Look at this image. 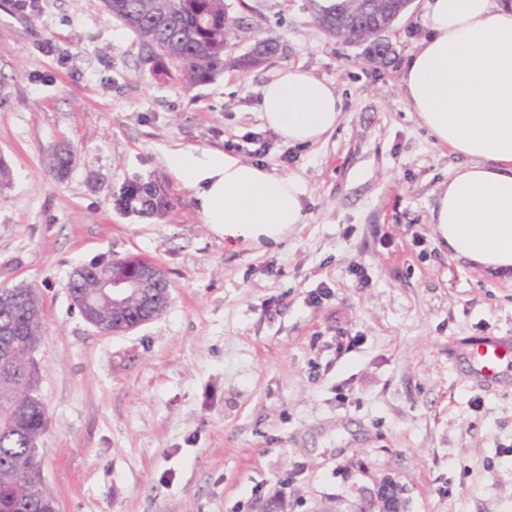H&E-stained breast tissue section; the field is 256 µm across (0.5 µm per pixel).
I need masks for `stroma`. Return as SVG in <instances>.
I'll return each mask as SVG.
<instances>
[{
	"mask_svg": "<svg viewBox=\"0 0 512 512\" xmlns=\"http://www.w3.org/2000/svg\"><path fill=\"white\" fill-rule=\"evenodd\" d=\"M227 2L282 51L188 87L173 64L153 73L102 0H0V287H32L43 308L56 512H379L385 477L407 512H512V378L475 388L457 355L512 337V280L436 238L431 210L462 159L399 91L425 0L387 33L383 64L325 33L309 0ZM287 65L336 88L325 142L285 145L260 119ZM176 148L297 177L305 223L275 245L225 242L168 166ZM127 256L163 268L169 303L110 335L67 283Z\"/></svg>",
	"mask_w": 512,
	"mask_h": 512,
	"instance_id": "35a3bbf8",
	"label": "stroma"
}]
</instances>
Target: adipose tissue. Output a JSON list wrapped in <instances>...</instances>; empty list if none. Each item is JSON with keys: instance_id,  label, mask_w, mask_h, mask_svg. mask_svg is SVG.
<instances>
[{"instance_id": "ef3b65f1", "label": "adipose tissue", "mask_w": 512, "mask_h": 512, "mask_svg": "<svg viewBox=\"0 0 512 512\" xmlns=\"http://www.w3.org/2000/svg\"><path fill=\"white\" fill-rule=\"evenodd\" d=\"M430 36L402 69L401 95L438 145L463 157L431 211L435 234L473 268L512 272V0H426ZM262 122L288 145H313L339 124L335 89L288 65L262 88ZM221 236L279 242L303 223V184L221 151L167 156Z\"/></svg>"}]
</instances>
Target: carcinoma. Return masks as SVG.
<instances>
[{
	"label": "carcinoma",
	"mask_w": 512,
	"mask_h": 512,
	"mask_svg": "<svg viewBox=\"0 0 512 512\" xmlns=\"http://www.w3.org/2000/svg\"><path fill=\"white\" fill-rule=\"evenodd\" d=\"M105 8L134 32L151 52L181 68L188 85L207 83L224 72V42L247 40L237 19L224 17V0H103ZM9 322L34 344L41 342L42 317L28 316L25 302L0 308V323ZM39 384L37 365L25 351L0 357V507L12 512H52L34 485L39 482L41 457L33 445L45 433L41 402L12 415L7 397L22 383Z\"/></svg>",
	"instance_id": "carcinoma-1"
}]
</instances>
